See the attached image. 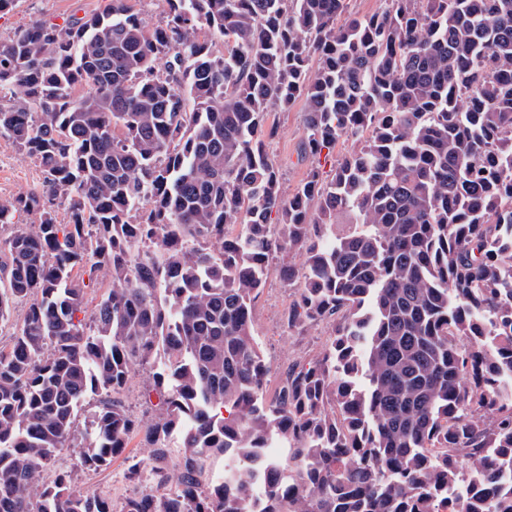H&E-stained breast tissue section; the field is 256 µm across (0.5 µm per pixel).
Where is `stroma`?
Masks as SVG:
<instances>
[{"instance_id":"obj_1","label":"stroma","mask_w":512,"mask_h":512,"mask_svg":"<svg viewBox=\"0 0 512 512\" xmlns=\"http://www.w3.org/2000/svg\"><path fill=\"white\" fill-rule=\"evenodd\" d=\"M104 5L105 0H17L10 11L0 13V38H6L16 28L36 20L60 24L99 11ZM269 120L278 130L269 146V154L279 170L283 188L288 192L306 178L312 166H319L325 175H333L337 158L353 147L352 140L344 137L339 139L332 155L302 154L305 112L300 100L288 110L270 113ZM42 188L43 175L34 159L20 152L11 141L0 138V201L38 193ZM295 294V286L289 285L282 273L281 257L273 256L266 269L265 285L253 308L252 327L276 382L288 369L320 358L325 349L326 326L313 327L302 333L286 327L284 315ZM144 452L141 436H132L123 455L113 458L110 466L82 472V487L107 495L114 503H121L134 491L125 477L127 460Z\"/></svg>"}]
</instances>
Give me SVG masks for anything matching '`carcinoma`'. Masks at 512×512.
<instances>
[{
  "instance_id": "carcinoma-1",
  "label": "carcinoma",
  "mask_w": 512,
  "mask_h": 512,
  "mask_svg": "<svg viewBox=\"0 0 512 512\" xmlns=\"http://www.w3.org/2000/svg\"><path fill=\"white\" fill-rule=\"evenodd\" d=\"M134 2L0 40V137L44 184L0 201V321L28 302L0 350V512H512V0L344 25V0H165L155 29ZM297 99L304 150L354 146L287 194L265 141ZM278 252L302 257L288 329L330 331L266 402L252 307ZM85 267L112 278L90 331ZM160 350L139 419L121 394ZM134 433L150 490L46 478Z\"/></svg>"
}]
</instances>
